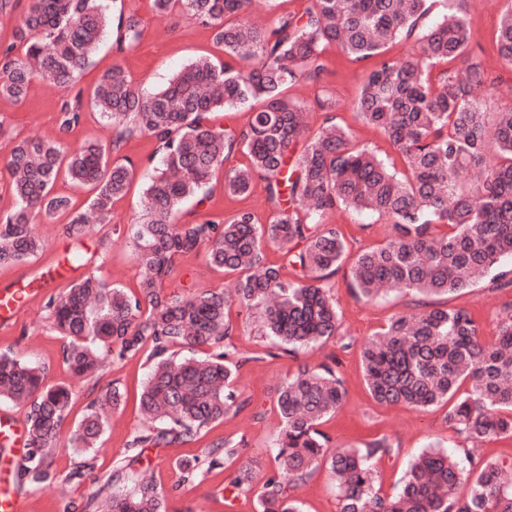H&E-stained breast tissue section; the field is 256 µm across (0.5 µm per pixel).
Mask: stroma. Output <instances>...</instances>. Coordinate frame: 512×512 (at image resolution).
I'll return each mask as SVG.
<instances>
[{
	"mask_svg": "<svg viewBox=\"0 0 512 512\" xmlns=\"http://www.w3.org/2000/svg\"><path fill=\"white\" fill-rule=\"evenodd\" d=\"M505 7V0L462 2L471 29V50L490 65L494 75L500 76L497 97L504 103L512 101V66L499 59L495 34ZM123 8L136 11L141 17L144 25L142 40L136 48L120 53L116 50L114 35H107L92 65L80 79L84 89H91L117 61L123 64L137 88L152 92L194 58L207 56L222 60L223 53L214 44L210 29L180 13L155 14L150 0H124ZM324 59L328 73L320 84L300 83L288 90L291 97L309 105L307 122L310 129H317L325 119L324 113L314 109L312 103L316 96L326 94L336 102V123L348 127L355 142L380 154L392 153L393 148L383 133L362 123L353 109L361 86L363 64L349 61L333 47L327 49ZM61 99L58 90L38 81L32 85L24 101L0 98V117L7 120L13 138L52 141L58 135L56 114ZM152 149V142L147 138L131 140L123 148V156L137 164L136 176L126 197L114 204L111 223L94 225L89 233L77 238L64 232L69 222L68 215L41 217L34 223L33 232L43 242L42 252L17 265L0 267V287L28 284L48 270L59 275L51 291L36 292L32 305L12 327L0 328V352L35 363L44 369L49 384L67 386L72 392L70 415L62 427L56 448L50 453L55 483L35 490L25 478L16 480L18 489L28 496L33 512H69L72 501L87 497L95 490V478L104 479L111 475L115 459L126 454L130 440L143 427L139 394L150 368L145 356L140 354L107 361L105 371L94 380L74 376L62 357L66 340L51 329L45 303L50 294L60 293L70 283L91 272L124 288L136 289L140 269L134 249L115 234L113 228L129 223L139 211L142 187L153 174V167L148 162ZM223 183V172H216L206 206L209 216L221 218L246 209L253 213L257 223H268L270 210L261 188L233 197L225 194ZM325 221L341 225L349 253L353 256L379 245L390 234V226L385 221L351 209L329 211ZM76 252L87 257L86 265H71L70 257ZM349 269V264H342L340 274L330 280L341 313V334L322 348L306 353L304 360L316 364L325 356L333 355L339 361L346 396L336 413L321 426L331 439V447L349 448L383 437L398 447L397 455L376 465L377 486L381 494L390 495L399 488L413 454L437 442L442 443L448 452L455 453L462 448L464 440L448 427L444 408L417 411L406 406L391 407L377 403L364 380L361 361L364 343L393 317L420 311L428 305L469 309L481 327L483 339H493L499 317L512 306V288L497 290L491 282L483 281L448 295L424 298L398 291L384 298L366 300L348 292L344 280ZM235 285V274L215 268L204 254L194 253L176 261L164 291L187 295L195 291L221 289L230 294ZM229 318L236 327L234 342L237 348L253 357L252 362L236 373L234 387L242 401L240 409L226 415L223 422L212 424L195 443L149 447L140 454V468L151 469L157 485L168 492V512L257 510L254 491L234 495L227 490L237 474L238 466L234 463L212 470L200 483L184 487L178 484V460L202 454L211 443L221 438L240 441L243 445L241 457L245 460L267 462L274 455L273 444L281 427L274 405L276 390L296 373L300 361L288 356H268L254 314L235 305L229 311ZM112 384L124 389L126 402L112 413L109 426L100 437L92 476L79 482L72 481L69 474L82 459L80 449L75 448L70 440L73 427L80 420L87 403L97 397L101 389ZM292 496L302 512H336V490L327 469L316 471L307 481L296 485Z\"/></svg>",
	"mask_w": 512,
	"mask_h": 512,
	"instance_id": "35a3bbf8",
	"label": "stroma"
}]
</instances>
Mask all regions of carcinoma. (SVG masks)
Segmentation results:
<instances>
[{
	"label": "carcinoma",
	"instance_id": "cac0c4a2",
	"mask_svg": "<svg viewBox=\"0 0 512 512\" xmlns=\"http://www.w3.org/2000/svg\"><path fill=\"white\" fill-rule=\"evenodd\" d=\"M109 0H0V14L22 8L14 42L0 46V97L24 100L43 76L65 96L55 141H15L0 159L13 205L0 213V266L42 250L32 224L41 216L70 212L67 230L85 231V212L70 211L69 197L53 187L61 173L92 191L87 210L99 224L136 175L128 158H112L133 138L154 143L149 161L156 174L143 190V208L126 234L144 269L132 293L97 274L52 295L45 308L53 329L67 339L68 369L79 376L101 370V350L120 360L147 352L153 362L140 395L148 427L129 447L190 444L215 422L240 408L232 382L254 360L233 342L232 304L260 311L263 334L293 356L340 335L341 316L324 282L348 253L340 225L327 224L336 207L374 214L391 226L382 244L355 257L346 288L367 299L396 290L448 294L492 276L497 288L512 286V106L487 111L481 92L498 81L470 49V29L460 0H444V12L425 23L437 0H308L302 15L284 13L271 27L248 23L252 0H151L157 14L174 8L211 30L224 60L198 58L159 90L143 94L120 63L85 100L78 75L109 30L120 49L141 38L135 12L109 13ZM413 42L412 56H386L398 40ZM333 46L365 68L354 102L357 116L380 130L397 157L379 156L352 141L327 117L308 132L305 106L288 96L294 84L318 83L327 71L323 53ZM499 57L512 65V2L497 30ZM112 128V139L76 150L64 138L83 124L86 104ZM241 105L252 118L240 129L220 118ZM240 152L246 162L224 163ZM224 170V192L242 196L261 182L270 221L255 222L248 210L225 218H180L182 205L203 207L214 173ZM274 245L282 263L266 260ZM205 250L210 264L238 275L234 295L204 290L167 295L164 283L178 258ZM300 272L282 279L283 265ZM174 347L206 348L176 358ZM367 387L382 405L418 410L454 403L445 422L474 445L512 435V311L500 316L493 340L466 308H425L394 317L362 351ZM336 358L299 365L276 390L282 424L275 468L259 487L258 512H301L290 491L328 466L336 486L337 512H512V461L461 460L431 445L410 460L398 490L375 489L373 462L399 449L386 438L359 448L329 447L322 420L346 395ZM470 389L458 394L463 383ZM71 392L44 382L41 369L0 353V400L28 408L29 443L21 474L40 487L52 478L50 451L57 446L71 406ZM123 394L107 387L89 402L72 438L80 448L97 445L109 414ZM240 443L220 439L204 457L180 465V484L203 470L239 459ZM120 461L98 489L71 512H166V492L138 478ZM261 465L249 460L230 483L249 487Z\"/></svg>",
	"mask_w": 512,
	"mask_h": 512
}]
</instances>
